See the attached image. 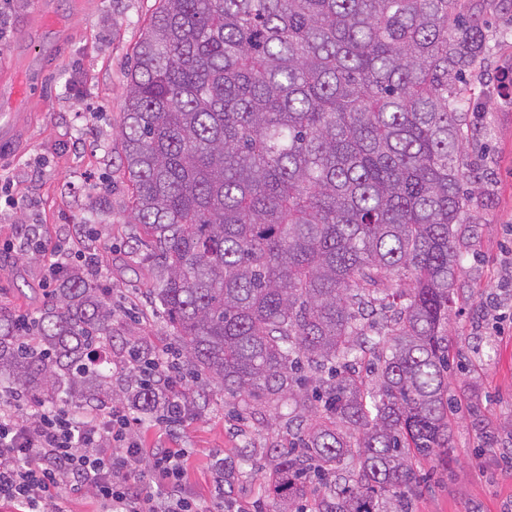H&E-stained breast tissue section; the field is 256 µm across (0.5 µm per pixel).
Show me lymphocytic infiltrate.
<instances>
[{"mask_svg": "<svg viewBox=\"0 0 512 512\" xmlns=\"http://www.w3.org/2000/svg\"><path fill=\"white\" fill-rule=\"evenodd\" d=\"M155 374L170 395L162 422L180 426L184 386L167 354L154 358ZM142 423L122 408L77 420L62 408L35 405L32 413L0 410V500L17 512H49L60 489L91 494L100 512H207L187 485V448L142 447Z\"/></svg>", "mask_w": 512, "mask_h": 512, "instance_id": "f902f5d3", "label": "lymphocytic infiltrate"}]
</instances>
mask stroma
I'll list each match as a JSON object with an SVG mask.
<instances>
[{
	"label": "stroma",
	"instance_id": "35a3bbf8",
	"mask_svg": "<svg viewBox=\"0 0 512 512\" xmlns=\"http://www.w3.org/2000/svg\"><path fill=\"white\" fill-rule=\"evenodd\" d=\"M486 21L489 49L466 74L474 112L463 155L483 169L487 190L458 231L461 273L448 323V397L453 447L424 459L411 512H512V98L497 79L512 68V0H460ZM158 0H0V113H17L0 151V312L39 316L44 268L17 251L28 236L97 254L115 313L112 360L127 337L151 352L169 349L150 277L134 249L129 191L119 167L123 92L136 47ZM94 234L79 231L97 199ZM181 443L190 448L188 485L209 512L212 465L223 455L242 500L267 512L272 445L288 444V411L241 409L222 383L189 378Z\"/></svg>",
	"mask_w": 512,
	"mask_h": 512
}]
</instances>
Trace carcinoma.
<instances>
[{"label": "carcinoma", "mask_w": 512, "mask_h": 512, "mask_svg": "<svg viewBox=\"0 0 512 512\" xmlns=\"http://www.w3.org/2000/svg\"><path fill=\"white\" fill-rule=\"evenodd\" d=\"M486 50L457 0H160L135 50L133 241L192 374L305 418L271 448L278 512H410L415 461L448 457L457 226L481 193L464 76ZM112 317L73 265L27 334L0 314V382L111 401ZM122 394L155 402L145 382Z\"/></svg>", "instance_id": "cac0c4a2"}]
</instances>
